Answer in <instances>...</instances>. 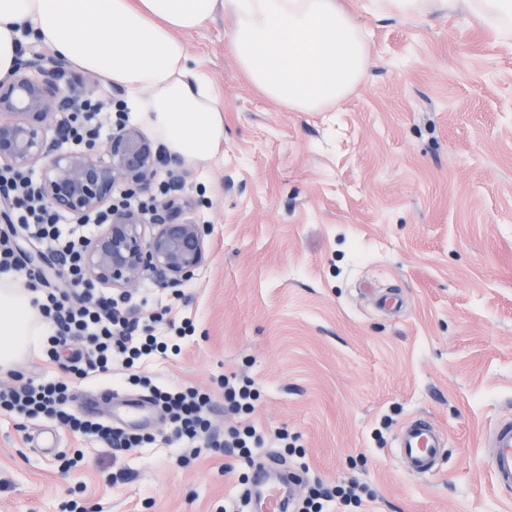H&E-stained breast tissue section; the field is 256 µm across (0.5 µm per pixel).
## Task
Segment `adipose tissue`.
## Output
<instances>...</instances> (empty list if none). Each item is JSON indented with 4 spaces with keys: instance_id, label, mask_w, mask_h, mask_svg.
<instances>
[{
    "instance_id": "1",
    "label": "adipose tissue",
    "mask_w": 512,
    "mask_h": 512,
    "mask_svg": "<svg viewBox=\"0 0 512 512\" xmlns=\"http://www.w3.org/2000/svg\"><path fill=\"white\" fill-rule=\"evenodd\" d=\"M512 37V0H382L393 16L449 13L460 2ZM231 50L265 96L319 112L348 95L372 64L341 0H0V78L28 32L73 65L124 88L135 117L172 155L204 162L224 140V109L179 35L221 13ZM28 287L0 275V366H15L43 333Z\"/></svg>"
}]
</instances>
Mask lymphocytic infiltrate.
<instances>
[{"label":"lymphocytic infiltrate","instance_id":"1","mask_svg":"<svg viewBox=\"0 0 512 512\" xmlns=\"http://www.w3.org/2000/svg\"><path fill=\"white\" fill-rule=\"evenodd\" d=\"M70 100L69 111L59 119L61 145L67 149L97 148L113 130L129 121L126 109H113L93 95L75 92ZM0 201L6 202L10 211V226L0 231V274L11 273L25 280L27 286L39 287L37 304L46 322V334L40 339L43 358L62 363L67 374L61 381L29 377L18 385L0 387V411L28 419L49 416L74 434L95 437L116 449L142 447L146 437L66 408L74 385L111 374L113 365L118 363L125 371V381L148 390L154 405L163 412L170 428L168 442L192 445L203 440L208 447L252 465L254 449L264 443L263 435L252 423L231 428L223 438H208L210 423L206 414L213 402L208 390L160 386L136 372L135 366L143 358L179 355L182 340L194 327L187 319L179 323L170 320L172 308L168 305L151 312L145 323L130 320L127 298L107 296L86 280L82 250L90 227L106 223L107 214L92 213L79 223H71L66 214L52 209L44 199L35 173L21 174L3 168ZM21 236L61 256L68 287H41V275L28 268L19 255L17 239Z\"/></svg>","mask_w":512,"mask_h":512}]
</instances>
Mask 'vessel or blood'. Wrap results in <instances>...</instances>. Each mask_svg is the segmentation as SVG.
<instances>
[{
	"label": "vessel or blood",
	"mask_w": 512,
	"mask_h": 512,
	"mask_svg": "<svg viewBox=\"0 0 512 512\" xmlns=\"http://www.w3.org/2000/svg\"><path fill=\"white\" fill-rule=\"evenodd\" d=\"M487 466L498 485L512 486V420H500L487 433ZM447 450L443 433L425 417L405 423L394 444L395 456L418 476L433 474ZM285 477L279 461L268 458L252 468V482L257 496L266 501L268 512H285L289 495L282 488Z\"/></svg>",
	"instance_id": "obj_1"
}]
</instances>
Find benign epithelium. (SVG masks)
<instances>
[{
	"mask_svg": "<svg viewBox=\"0 0 512 512\" xmlns=\"http://www.w3.org/2000/svg\"><path fill=\"white\" fill-rule=\"evenodd\" d=\"M57 75L64 60L33 48L5 80H0V166L17 172L40 169L50 206L75 219L106 210L108 223L86 244L83 266L88 281L121 293L153 277L167 284L192 278L209 258L205 233L191 217L180 176L170 174L169 189L152 208L141 211L113 203L118 187L130 195L149 193L157 175L151 141L133 126L113 132L98 151L48 147L55 112L66 106Z\"/></svg>",
	"mask_w": 512,
	"mask_h": 512,
	"instance_id": "benign-epithelium-1",
	"label": "benign epithelium"
}]
</instances>
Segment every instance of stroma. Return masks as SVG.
<instances>
[{"mask_svg":"<svg viewBox=\"0 0 512 512\" xmlns=\"http://www.w3.org/2000/svg\"><path fill=\"white\" fill-rule=\"evenodd\" d=\"M373 64L324 112L266 97L221 14L183 34L224 107V141L179 167L210 258L181 283L195 332L144 362L160 384L211 390V430L236 425L219 380L251 378L252 421L285 428L288 465L369 488L358 512H512L484 437L512 413V39L467 8L409 18L344 0ZM401 297L398 308L381 296ZM430 416L447 460L419 478L392 454ZM113 455L55 421L0 414V512H238L242 470L205 447ZM188 461H174L178 452Z\"/></svg>","mask_w":512,"mask_h":512,"instance_id":"obj_1","label":"stroma"}]
</instances>
